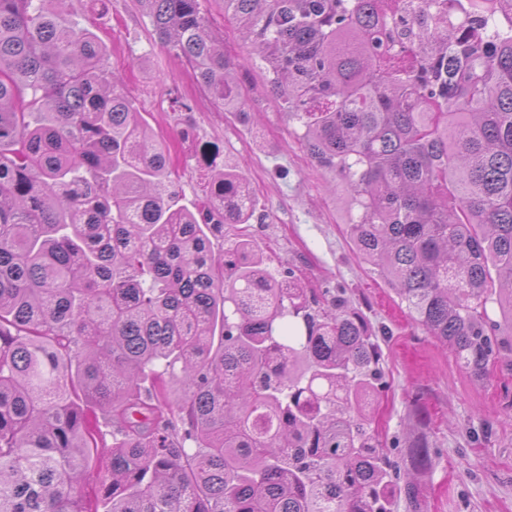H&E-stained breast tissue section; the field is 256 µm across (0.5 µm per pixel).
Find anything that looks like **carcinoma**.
Wrapping results in <instances>:
<instances>
[{
	"label": "carcinoma",
	"instance_id": "1",
	"mask_svg": "<svg viewBox=\"0 0 512 512\" xmlns=\"http://www.w3.org/2000/svg\"><path fill=\"white\" fill-rule=\"evenodd\" d=\"M48 1L0 0V512H391L376 332L339 295L314 308L248 235L217 243L256 211L230 164L205 212L177 205L167 145ZM215 2L357 252L487 378L512 352V0H468L463 36L446 7L415 19L407 49L386 0ZM136 3L248 117L200 0ZM431 465L418 446L407 474Z\"/></svg>",
	"mask_w": 512,
	"mask_h": 512
}]
</instances>
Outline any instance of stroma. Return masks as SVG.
<instances>
[{
    "mask_svg": "<svg viewBox=\"0 0 512 512\" xmlns=\"http://www.w3.org/2000/svg\"><path fill=\"white\" fill-rule=\"evenodd\" d=\"M61 20L96 34L107 67L176 170L179 205L200 210L209 195L208 155L232 162L258 201L250 224H228L225 240L249 234L272 270L292 271L316 294L343 289L379 334L382 384L376 428L391 459L405 465L427 438L433 465L417 477L426 512H512V363L474 378L415 320L384 276L353 249L329 187L298 143L259 71L239 68L248 120L215 103L194 72L152 35L134 0H66Z\"/></svg>",
    "mask_w": 512,
    "mask_h": 512,
    "instance_id": "obj_1",
    "label": "stroma"
}]
</instances>
